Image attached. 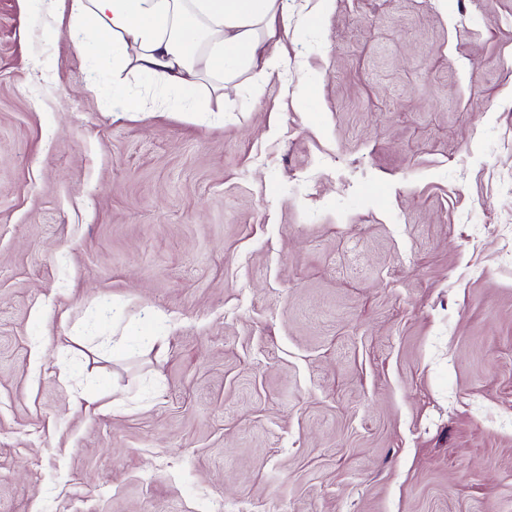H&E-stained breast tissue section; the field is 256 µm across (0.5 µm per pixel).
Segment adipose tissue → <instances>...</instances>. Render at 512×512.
I'll use <instances>...</instances> for the list:
<instances>
[{
    "mask_svg": "<svg viewBox=\"0 0 512 512\" xmlns=\"http://www.w3.org/2000/svg\"><path fill=\"white\" fill-rule=\"evenodd\" d=\"M68 17L79 45L105 50L112 77L156 82L177 112L198 109L207 90L223 99L252 71L272 75L282 63L281 35L292 0H41Z\"/></svg>",
    "mask_w": 512,
    "mask_h": 512,
    "instance_id": "obj_1",
    "label": "adipose tissue"
}]
</instances>
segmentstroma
<instances>
[{"instance_id": "1", "label": "stroma", "mask_w": 512, "mask_h": 512, "mask_svg": "<svg viewBox=\"0 0 512 512\" xmlns=\"http://www.w3.org/2000/svg\"><path fill=\"white\" fill-rule=\"evenodd\" d=\"M281 54L116 112L0 0V512H512V0Z\"/></svg>"}]
</instances>
